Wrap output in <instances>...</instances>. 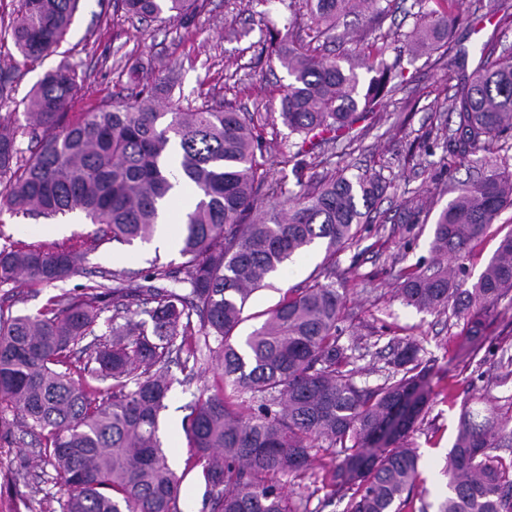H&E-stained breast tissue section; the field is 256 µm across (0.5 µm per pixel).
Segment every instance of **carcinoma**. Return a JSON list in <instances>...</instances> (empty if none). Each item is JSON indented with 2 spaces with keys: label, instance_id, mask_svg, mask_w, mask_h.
Returning <instances> with one entry per match:
<instances>
[{
  "label": "carcinoma",
  "instance_id": "carcinoma-1",
  "mask_svg": "<svg viewBox=\"0 0 512 512\" xmlns=\"http://www.w3.org/2000/svg\"><path fill=\"white\" fill-rule=\"evenodd\" d=\"M79 0H19L9 34L26 59L56 51ZM208 0H112L141 20L187 21ZM392 0H305L330 35L343 15L372 10L385 16ZM460 14L421 21L407 44L439 49ZM270 56L290 82L278 117L300 137L290 158L316 147L341 153L354 125L394 91L403 73L378 47L365 59L368 82L354 69L327 61L269 30ZM140 90L75 122L67 111L81 90L73 65L47 72L32 89L25 117L0 119V207L46 217L79 211L101 224V238L148 242L176 183L197 193L181 214L176 268L152 260L144 282L112 277L80 296L61 293L37 313L13 314L0 304V425L7 414L38 442L63 493L59 512H181L183 478L170 467L158 434L173 384L172 356H184L181 383L194 379L199 356L216 342L219 381L204 385L183 428L201 467L209 512H293L278 477L307 468L314 448L344 449L334 486L345 512H403L419 478V455L408 443L429 403V369L411 336L391 348V375L374 387L354 382L355 348L340 344L344 301L334 286L336 253L357 242L384 195L380 175L341 172L297 181L299 190L265 206L278 183L267 167L262 125L228 105L204 103L160 112L162 87L133 68ZM450 112L437 128L446 166H472L473 156L512 131V56L460 74ZM38 143L24 156L18 137ZM436 216L433 258L398 272L399 296L423 312L452 311L469 333L512 297V233L504 236L476 281L465 264L469 246L512 206V172L455 187ZM325 245L322 271L264 313L245 340L235 331L251 295L293 256ZM81 257L53 247H0V285L22 277L51 286L78 272ZM112 316L103 317L107 311ZM105 324L106 332L96 328ZM85 354L81 366L71 360ZM110 382L106 388L91 381ZM512 376L501 352L485 392ZM251 406L235 408L241 394ZM512 409L479 418L464 405L443 473L448 496L437 512H512Z\"/></svg>",
  "mask_w": 512,
  "mask_h": 512
}]
</instances>
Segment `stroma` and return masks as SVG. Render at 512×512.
Here are the masks:
<instances>
[{"mask_svg": "<svg viewBox=\"0 0 512 512\" xmlns=\"http://www.w3.org/2000/svg\"><path fill=\"white\" fill-rule=\"evenodd\" d=\"M18 0H0V70L14 73L6 99L0 100V116L23 114L32 87L62 63L76 67L81 90L72 103L69 119L109 104L116 97H131L136 86L128 81L131 66L138 65L169 78L170 95H159V104L196 106L204 101L232 103L242 112L260 117L264 124L266 158L275 178L284 189L296 190L298 176L322 174L324 168H348L350 174H382L389 183L377 209L372 213L359 242L336 255V288L344 298L341 323L343 344H358L355 381L360 386L375 385L389 368L384 352L392 339L414 336L425 347L424 357L434 367L435 398L411 441L420 456V482L416 496L434 503L448 493L440 469L457 433L462 401L482 413H497L512 406V380L491 390L483 399L480 371L492 369L503 349L512 350V304L501 303L487 318L482 339L469 338L467 325L444 314L426 313L406 305L397 294L396 276L401 267L430 260L432 224L436 214L452 197L457 182L479 177L489 169L512 171V138L498 142L488 164L473 169L444 167L440 154L425 156L424 146L432 142L436 126L449 115L448 108L457 90V80L447 59L411 56L406 35L414 27L412 15L397 10L382 22L367 13L343 18L335 40L317 42L318 53L342 65L358 66L360 78H367L360 59L348 55L351 47L366 49L387 33L386 59H398L404 83L385 97L356 131L360 144L351 156L332 157L327 167L308 166L295 174L285 155L296 135L290 134L277 116L280 97L289 77L262 48L268 28L292 30L300 38L308 33L305 13H291L283 0H209L207 8L189 22L170 21L147 25L111 4L80 0L70 29L58 48L43 60L24 62L5 31L12 24ZM452 47L464 48L468 66H491L512 53V18L501 20L487 14L469 27L458 26ZM421 203L424 211L412 232L401 228L407 207ZM94 226L76 212L46 218L36 213L0 209V245L15 243L37 247L53 245L84 257L80 272L52 286L32 288L24 281L0 285V300L11 297L16 314L41 309L52 296L83 287L101 277L119 274L141 277L153 258L180 264L177 248L160 237L147 243L120 245L101 243L93 236ZM512 233V208L504 209L495 224L474 246L467 266L479 275L500 240ZM325 251L316 246L287 261L270 279L269 287L256 291L248 301L246 320L237 330L244 337L257 327V313L272 308L290 288L303 287L319 272ZM198 378L188 386L174 385L160 415L159 436L169 463L182 475L181 512H202L204 486L197 471L187 468L192 455L182 421L187 405L200 394V387L219 377L215 353H204L197 366ZM456 400H448V391ZM310 468L281 482L294 512H343L344 505L333 495L331 473L341 458L337 448H318ZM59 496L55 472L21 428H0V512H41L42 494Z\"/></svg>", "mask_w": 512, "mask_h": 512, "instance_id": "1", "label": "stroma"}]
</instances>
